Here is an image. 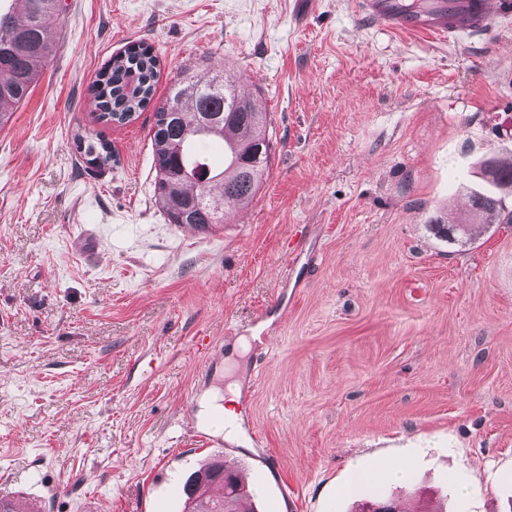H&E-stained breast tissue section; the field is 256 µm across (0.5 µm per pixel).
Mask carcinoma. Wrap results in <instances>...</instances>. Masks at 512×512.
Wrapping results in <instances>:
<instances>
[{
	"mask_svg": "<svg viewBox=\"0 0 512 512\" xmlns=\"http://www.w3.org/2000/svg\"><path fill=\"white\" fill-rule=\"evenodd\" d=\"M18 12L0 8V128L13 113L8 107L25 101L42 67L55 50L51 19L63 0H21ZM161 59L152 46L137 44L112 57L93 89L98 122L126 124L146 109L155 95ZM79 152L98 165L112 162L109 142L92 133L74 136ZM221 141L231 159L224 171L204 182L195 177L208 166L198 146ZM154 196L169 223L186 227L224 223V212L247 204L259 191L274 149L267 114L238 93L234 75L189 76L173 85L154 113ZM489 190L472 195L473 207L486 224H512V210L498 191L512 190V159L501 160L488 174ZM435 234L451 238L463 224L430 220ZM187 512H238L248 496L237 474L215 465L192 473L184 485Z\"/></svg>",
	"mask_w": 512,
	"mask_h": 512,
	"instance_id": "obj_1",
	"label": "carcinoma"
}]
</instances>
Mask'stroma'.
Here are the masks:
<instances>
[{"label": "stroma", "instance_id": "35a3bbf8", "mask_svg": "<svg viewBox=\"0 0 512 512\" xmlns=\"http://www.w3.org/2000/svg\"><path fill=\"white\" fill-rule=\"evenodd\" d=\"M52 29L0 129V498L184 512L187 477L225 459L252 512H512V224L469 194L512 158V22L445 44L350 0H64ZM140 42L155 103L102 125L89 88ZM219 67L277 144L246 222L204 236L155 201L154 106ZM84 131L111 165L77 153ZM230 382L233 436L206 416ZM382 460L409 477L360 492Z\"/></svg>", "mask_w": 512, "mask_h": 512}]
</instances>
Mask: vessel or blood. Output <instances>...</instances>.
I'll list each match as a JSON object with an SVG mask.
<instances>
[{
  "label": "vessel or blood",
  "mask_w": 512,
  "mask_h": 512,
  "mask_svg": "<svg viewBox=\"0 0 512 512\" xmlns=\"http://www.w3.org/2000/svg\"><path fill=\"white\" fill-rule=\"evenodd\" d=\"M365 20L390 31L450 42L489 31L495 17L512 14V0H440L429 10L406 11L400 0H353Z\"/></svg>",
  "instance_id": "vessel-or-blood-1"
}]
</instances>
